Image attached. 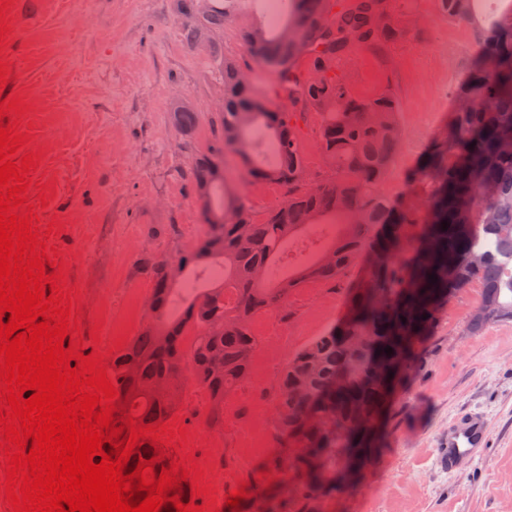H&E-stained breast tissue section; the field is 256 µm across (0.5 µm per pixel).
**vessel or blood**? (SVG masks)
<instances>
[{
    "instance_id": "obj_1",
    "label": "vessel or blood",
    "mask_w": 512,
    "mask_h": 512,
    "mask_svg": "<svg viewBox=\"0 0 512 512\" xmlns=\"http://www.w3.org/2000/svg\"><path fill=\"white\" fill-rule=\"evenodd\" d=\"M489 445L488 426L476 411L462 412L448 425V439L438 451L440 466L448 471L462 462L483 457Z\"/></svg>"
}]
</instances>
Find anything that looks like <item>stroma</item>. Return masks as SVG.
I'll list each match as a JSON object with an SVG mask.
<instances>
[{
  "label": "stroma",
  "mask_w": 512,
  "mask_h": 512,
  "mask_svg": "<svg viewBox=\"0 0 512 512\" xmlns=\"http://www.w3.org/2000/svg\"><path fill=\"white\" fill-rule=\"evenodd\" d=\"M399 7L416 25L391 63L358 52L353 88L368 97L385 82L395 87L400 144L380 190L398 206L418 207L424 185L415 174L448 126L478 44L466 22L439 15L437 0H401ZM4 18L10 32L0 61L13 79L0 100L21 97L28 110L19 130L31 136L25 150L42 154L28 196L46 186L38 228L60 222L61 234L49 242L69 265L81 326L103 322L100 344L87 337L83 348L104 353L117 335L134 336L146 322L151 288L135 272L137 255L189 248L203 234L188 172L215 143L212 121L224 89L205 50L181 38L174 0H11ZM179 97L199 115L189 141L171 119ZM224 167L227 186L246 194L255 218L283 200L281 188L249 183L236 154H225ZM363 273L356 261L337 282L293 291L287 313L253 318L250 374L225 398L222 427L206 424L204 391L185 385L178 422L215 499L257 484L277 447L278 378L296 351L343 323ZM480 298L474 283L435 310L415 369L385 418L379 454L331 512H512V321L467 333ZM466 409L485 415L490 447L451 473L438 466L437 450L449 420Z\"/></svg>",
  "instance_id": "35a3bbf8"
}]
</instances>
